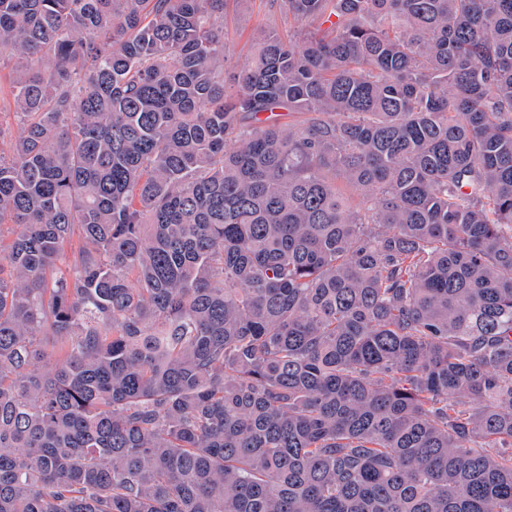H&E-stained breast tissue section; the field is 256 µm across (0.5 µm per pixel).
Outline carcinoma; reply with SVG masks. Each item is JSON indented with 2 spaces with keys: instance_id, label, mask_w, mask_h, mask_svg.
<instances>
[{
  "instance_id": "carcinoma-1",
  "label": "carcinoma",
  "mask_w": 512,
  "mask_h": 512,
  "mask_svg": "<svg viewBox=\"0 0 512 512\" xmlns=\"http://www.w3.org/2000/svg\"><path fill=\"white\" fill-rule=\"evenodd\" d=\"M277 2L0 0V512H512V0ZM249 18L246 23L245 18ZM259 21L288 37V22L279 20L277 3L273 0H250L245 4L229 2L224 12V45L229 69H238L250 61L252 26ZM10 75L11 72L9 71V69L0 70V118L1 112L4 113L2 115L4 128H10V135L6 134L4 138L0 140V152L2 151L5 154L9 153L11 138L19 133V129L15 124L12 115L7 113L13 112L12 96L10 92Z\"/></svg>"
}]
</instances>
